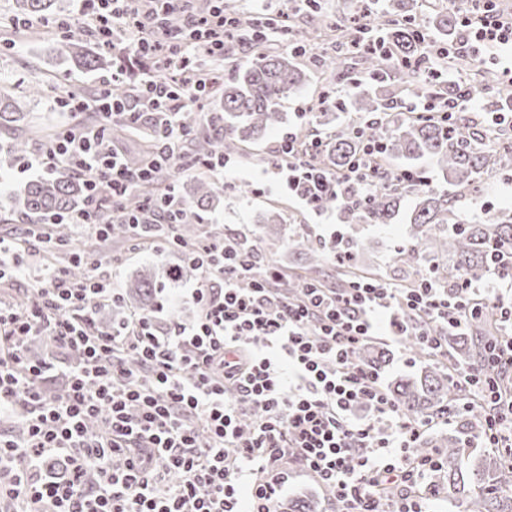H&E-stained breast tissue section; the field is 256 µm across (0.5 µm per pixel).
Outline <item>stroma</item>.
Instances as JSON below:
<instances>
[{
    "label": "stroma",
    "instance_id": "35a3bbf8",
    "mask_svg": "<svg viewBox=\"0 0 512 512\" xmlns=\"http://www.w3.org/2000/svg\"><path fill=\"white\" fill-rule=\"evenodd\" d=\"M13 4L14 0H0V83L22 90L32 85L40 87V95L30 96L27 111L51 119L56 127H64L71 117L57 105V96L72 93L94 98L102 80L111 78L112 73L108 70L85 72L61 64L55 58L53 43L63 38L64 31L57 28L54 19L73 15L78 8L77 0H56L55 17L31 18L21 40L16 38L13 27L3 23L4 18L12 16ZM287 8V39L309 43L307 51L294 56L295 63L306 71L307 81L283 100L281 124L267 130L258 140L241 143V154L233 159L234 169L227 178V187L220 191L214 206L198 211L194 220L204 231L221 230L247 240H259L262 264L276 266L291 276L302 274L305 261L289 254L281 242L262 239L263 216L280 215L282 234L286 237L302 234L321 243L337 232L361 241L362 274L394 281L401 270L394 257L409 239L408 227L402 220L390 224L341 223L335 212H317L290 192L285 168L267 162L287 132L307 126L304 115L315 107L324 85L322 72L313 57L331 51L336 41L333 22L350 25L352 18L361 14L363 4L361 0H317L316 5L311 6L306 0H288ZM483 182L480 198L460 196L457 206L462 216L477 218L488 211L512 210V176L495 172L484 176ZM96 249L102 254L122 257L123 265L115 281L120 289L127 280L156 262L177 265L182 261L181 253L173 249L166 251L159 260L147 253L134 252L131 241L122 238L108 239L97 244ZM381 350L379 371L383 381L415 376L425 366L413 347L400 351L385 344Z\"/></svg>",
    "mask_w": 512,
    "mask_h": 512
}]
</instances>
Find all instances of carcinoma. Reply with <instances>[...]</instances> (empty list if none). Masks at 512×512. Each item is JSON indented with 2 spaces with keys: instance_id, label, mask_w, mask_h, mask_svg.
Returning <instances> with one entry per match:
<instances>
[{
  "instance_id": "carcinoma-1",
  "label": "carcinoma",
  "mask_w": 512,
  "mask_h": 512,
  "mask_svg": "<svg viewBox=\"0 0 512 512\" xmlns=\"http://www.w3.org/2000/svg\"><path fill=\"white\" fill-rule=\"evenodd\" d=\"M14 17H43L53 12L55 0H15ZM420 0H386L380 28V37L368 50L354 49L350 42L341 41L344 52L324 57L320 65L329 74V85L319 104V118L330 124L333 117L334 86L353 89L350 99L352 111L360 122L336 125L324 150L312 155L311 163L338 175L362 153L367 143L376 142L381 151L368 158L374 177L368 186V204H341L336 195L323 193L311 201L318 211L337 210L345 223L389 224L408 195L415 196L414 206L403 220L411 225V245L397 252L398 262L408 267L407 274L395 281L400 288H411L417 278L426 273L435 287L444 289L448 296H462V282L467 277H481L496 266L492 256L512 251V213L500 211L483 219H463L457 212L456 188L469 191L477 199L483 186V175L488 171L512 170V131L491 122L477 123L463 108L473 89H478L490 105L507 108L512 103V92L494 87L488 70L470 61L464 55H455L449 62L465 64L476 71L478 79L464 87L442 80L427 69L420 52L417 28L393 23L396 17H414ZM243 38L257 48V52L230 82L209 76L212 86L222 90L220 107L208 116L204 131H193L187 140V155L194 161L211 159L217 155L237 154L239 144L255 139L282 120L281 101L303 85L304 74L278 49L267 45L260 48L259 33L277 25L268 18L259 21L248 14L231 12ZM428 23L444 38L457 31V15L437 11L428 16ZM57 57L65 63L89 71L109 70L114 64L112 50L101 48L89 51L83 31L71 28L56 48ZM357 54L365 70L378 77L368 89L352 76L342 54ZM399 85L416 98L431 101L440 107L444 101L456 103V108L445 115L414 118L400 109L397 102L384 92L386 85ZM26 92L17 95L0 85V131L9 135L6 156L17 158L30 151L34 141L53 138L50 127L28 121L24 112ZM428 158L442 173L448 187L434 184L421 175L410 182L397 179L399 172L414 169L415 162ZM404 162L402 166L391 164ZM171 185H162L160 176L139 184L126 206H152L169 193ZM217 188L206 172L194 177L193 194L185 201L188 215L177 226V235L184 243L198 239V230L192 222L196 208H207L216 197ZM87 194L85 179L67 169L56 171L50 177L30 181L24 189L10 197L12 211L22 215L50 217L80 207ZM288 250L309 258L305 274L285 279L279 287L294 289L306 281L319 279L322 253L317 245L303 235L288 239ZM355 254L343 249L336 251L335 287L346 288L361 278L354 263ZM157 279L149 274L138 277L129 285V295L138 298L134 309L149 314L155 309L153 288ZM471 335L449 338L451 353L430 354L418 346V352L428 361L421 374L395 379L385 385L390 397L403 412L415 421H442L456 419V427L448 433L435 432L422 437L414 448L421 457H431L440 463V469L431 478L435 495L443 494L448 504L460 512H512V463L502 456H491L471 448L473 440L484 436L485 417L489 408L480 400L465 396L449 383L450 367L479 361L484 345L496 340L497 326L489 317L468 321ZM466 397L463 412L452 409L455 400ZM471 448L469 453L464 449Z\"/></svg>"
}]
</instances>
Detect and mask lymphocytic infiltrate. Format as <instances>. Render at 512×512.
<instances>
[{
	"mask_svg": "<svg viewBox=\"0 0 512 512\" xmlns=\"http://www.w3.org/2000/svg\"><path fill=\"white\" fill-rule=\"evenodd\" d=\"M186 3L161 0L154 9L134 0H83L105 45L116 32L152 27V38L130 40L125 50L160 61L167 74H145L128 101L113 99L107 85L91 101L61 99L75 116L99 111L104 124L64 127L24 166L86 177L83 208L57 218L82 237L104 241L124 224L132 240L152 241L156 255L181 248L202 274L188 295L198 318L164 326L150 313L99 325L98 308L118 298L111 258L93 259L49 232L37 234L42 250L67 261L45 268L23 304L0 301V421L23 426L17 435L0 429V512H275L295 468L331 488L346 512H424L418 486L438 464L412 450L427 424L410 420L378 370L355 353L377 336L395 346L413 336L443 350L486 308L512 326V256L465 282L464 298L454 302L426 277L414 288L358 280L347 288L307 284L291 295L279 287L282 273L261 266L241 238L208 234L181 245L172 228L185 207L175 197L148 220L124 207L160 161L182 155L190 135L185 98L205 91L194 51L223 57L234 35L223 0L202 16ZM159 10L181 13V36L156 22ZM461 25L449 52L512 53V21L499 17L493 0L469 5ZM115 116L134 129L150 125L143 168L130 169L107 145L106 121ZM321 145L282 141L292 192L341 199L345 184H368L372 170L359 160L341 178L310 165L309 149ZM76 263L87 268L78 281L68 270ZM36 338L51 345L39 360L29 353ZM450 383L478 386L490 404L484 443L512 459V402H502L482 368L455 367ZM361 406L371 417H355Z\"/></svg>",
	"mask_w": 512,
	"mask_h": 512,
	"instance_id": "lymphocytic-infiltrate-1",
	"label": "lymphocytic infiltrate"
}]
</instances>
